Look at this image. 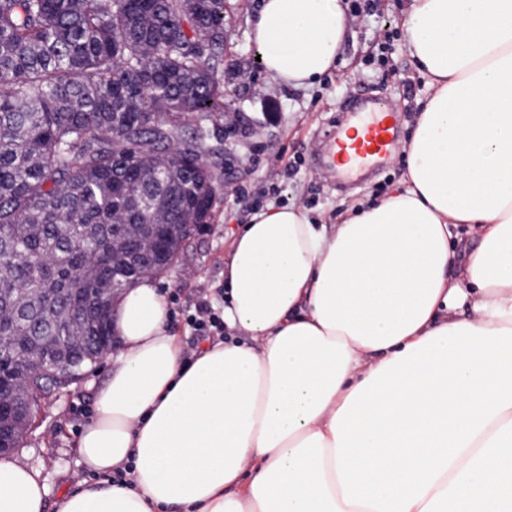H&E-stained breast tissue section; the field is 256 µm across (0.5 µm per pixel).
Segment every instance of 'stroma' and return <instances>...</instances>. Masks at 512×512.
<instances>
[{"label":"stroma","mask_w":512,"mask_h":512,"mask_svg":"<svg viewBox=\"0 0 512 512\" xmlns=\"http://www.w3.org/2000/svg\"><path fill=\"white\" fill-rule=\"evenodd\" d=\"M258 0H224V54L214 65L224 81L223 126L247 118L245 134L229 152L209 158L219 189L208 224L185 243L158 279L164 295L188 296L199 289L216 294L224 285L231 234L260 207L299 205L335 223L348 203H375L400 187L399 156L352 181L338 182L323 169L315 149L339 124L350 121L354 97L374 95L400 103V139H407L420 101L431 94L414 71L403 40H395L385 66L369 64L387 30H400L405 0H374V11L355 18L337 69L314 88L277 86L264 74L249 40V20ZM106 361L88 367L68 394L41 403L34 424L15 456L40 470L51 497L88 479L77 440L87 423L80 411L93 406V390L106 375Z\"/></svg>","instance_id":"stroma-1"}]
</instances>
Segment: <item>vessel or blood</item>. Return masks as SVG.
<instances>
[{"label": "vessel or blood", "mask_w": 512, "mask_h": 512, "mask_svg": "<svg viewBox=\"0 0 512 512\" xmlns=\"http://www.w3.org/2000/svg\"><path fill=\"white\" fill-rule=\"evenodd\" d=\"M356 126L337 131L336 148L327 157V169L336 178L353 179L374 167L394 149L397 113L379 99L362 100L356 107Z\"/></svg>", "instance_id": "b4317fda"}]
</instances>
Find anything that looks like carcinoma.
I'll return each instance as SVG.
<instances>
[{
    "label": "carcinoma",
    "instance_id": "carcinoma-1",
    "mask_svg": "<svg viewBox=\"0 0 512 512\" xmlns=\"http://www.w3.org/2000/svg\"><path fill=\"white\" fill-rule=\"evenodd\" d=\"M224 0H0V380L38 409L109 336L112 239L158 224L164 256L206 224L217 185ZM194 125L192 136L186 128ZM69 339L67 378L45 365Z\"/></svg>",
    "mask_w": 512,
    "mask_h": 512
}]
</instances>
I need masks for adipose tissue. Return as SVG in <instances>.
I'll list each match as a JSON object with an SVG mask.
<instances>
[{
	"instance_id": "obj_1",
	"label": "adipose tissue",
	"mask_w": 512,
	"mask_h": 512,
	"mask_svg": "<svg viewBox=\"0 0 512 512\" xmlns=\"http://www.w3.org/2000/svg\"><path fill=\"white\" fill-rule=\"evenodd\" d=\"M342 0H261L265 74L309 89L352 30ZM432 95L400 188L339 223L269 205L224 265L242 340L185 358L155 277L126 289L77 443L131 485L65 490L0 456V512H512V0H409ZM477 231L454 267L451 242Z\"/></svg>"
}]
</instances>
